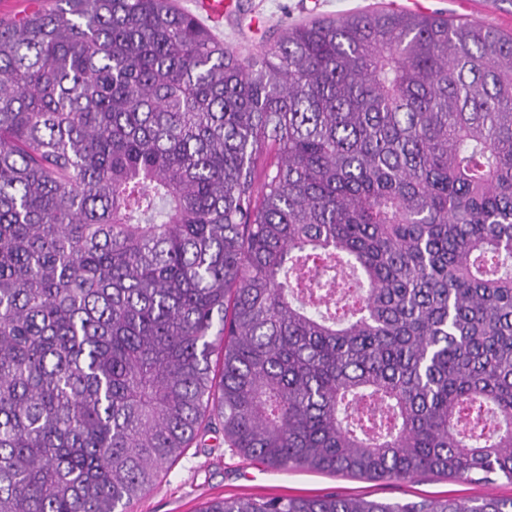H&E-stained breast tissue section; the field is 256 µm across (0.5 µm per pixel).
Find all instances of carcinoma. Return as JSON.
Listing matches in <instances>:
<instances>
[{
  "label": "carcinoma",
  "instance_id": "carcinoma-1",
  "mask_svg": "<svg viewBox=\"0 0 512 512\" xmlns=\"http://www.w3.org/2000/svg\"><path fill=\"white\" fill-rule=\"evenodd\" d=\"M214 414L278 470L512 481V33L376 9L243 58L173 0L0 25V512H126Z\"/></svg>",
  "mask_w": 512,
  "mask_h": 512
}]
</instances>
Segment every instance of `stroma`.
<instances>
[{
	"mask_svg": "<svg viewBox=\"0 0 512 512\" xmlns=\"http://www.w3.org/2000/svg\"><path fill=\"white\" fill-rule=\"evenodd\" d=\"M374 8L438 13L512 31V5L507 0H232L223 23L213 26L212 31L225 46L248 57L273 44L286 26ZM269 494L362 496L407 503L446 495L512 498V483L499 479L467 484L442 476L373 480L309 470H275L227 448L222 427L215 421L199 433L130 512H198L217 497Z\"/></svg>",
	"mask_w": 512,
	"mask_h": 512,
	"instance_id": "obj_1",
	"label": "stroma"
}]
</instances>
